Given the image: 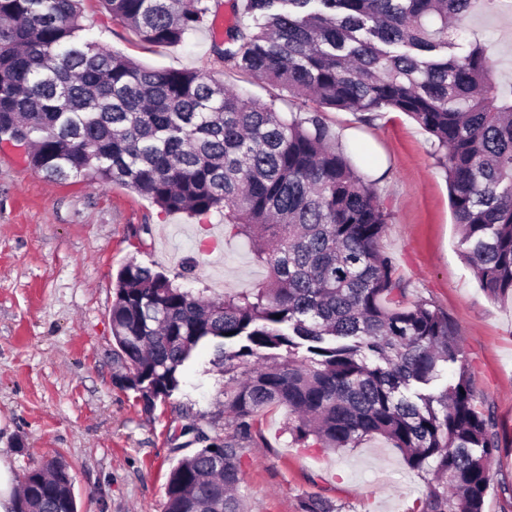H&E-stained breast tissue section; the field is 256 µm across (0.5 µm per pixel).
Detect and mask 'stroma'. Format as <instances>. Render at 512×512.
<instances>
[{"instance_id":"35a3bbf8","label":"stroma","mask_w":512,"mask_h":512,"mask_svg":"<svg viewBox=\"0 0 512 512\" xmlns=\"http://www.w3.org/2000/svg\"><path fill=\"white\" fill-rule=\"evenodd\" d=\"M86 34L157 69L196 70L247 97L270 87L228 68L211 25L176 47H150L82 0ZM452 32L455 55L469 32L488 45L497 84H512V11L477 5ZM324 119L353 165L375 179L390 219L380 241L410 285L455 322L474 386L491 405L500 451L484 512H512V305L491 301L461 256L445 173L429 134L399 112L330 110ZM224 217L164 214L118 183L88 175L50 179L0 141V459L22 477L61 454L80 512H162L167 477L199 445L194 429L232 439L224 373L197 348L171 399L144 410L114 383L112 300L117 272L135 261L207 296L265 281L248 244L223 234ZM288 411L264 410L240 441L238 493L247 512H298L318 494L341 512H411L424 482L402 454L374 437L339 452L292 441Z\"/></svg>"}]
</instances>
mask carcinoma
Masks as SVG:
<instances>
[{
  "label": "carcinoma",
  "instance_id": "cac0c4a2",
  "mask_svg": "<svg viewBox=\"0 0 512 512\" xmlns=\"http://www.w3.org/2000/svg\"><path fill=\"white\" fill-rule=\"evenodd\" d=\"M477 0H243L224 65L312 103L278 110L188 70L155 69L90 40L80 0H0V139L32 145L29 166L118 182L165 213L224 215L266 282L206 298L135 262L112 302L116 383L147 411L180 389L197 347L224 368L225 406L249 435L288 409L305 448L380 436L425 476L412 512H483L499 436L477 396L457 326L407 301L379 250L389 212L323 109L401 112L434 138L461 245L487 297L512 301V90L479 41L448 54V23ZM144 44L172 47L218 0H101ZM454 381L429 386L443 365ZM170 471L163 512H246L238 443L211 439ZM299 512H339L308 496ZM16 512H77L53 457L24 474Z\"/></svg>",
  "mask_w": 512,
  "mask_h": 512
}]
</instances>
